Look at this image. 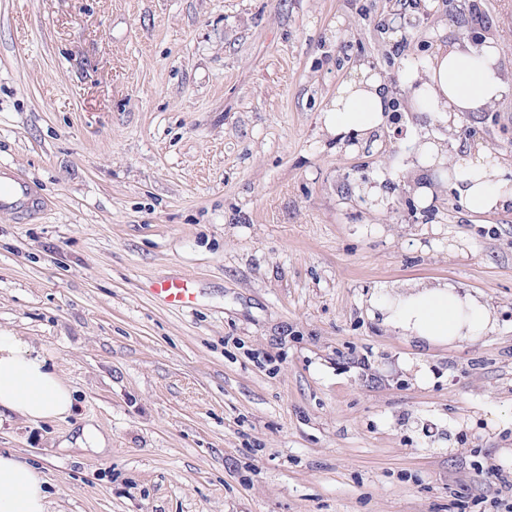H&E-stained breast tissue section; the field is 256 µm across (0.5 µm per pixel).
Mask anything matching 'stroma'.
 Instances as JSON below:
<instances>
[{
  "instance_id": "obj_1",
  "label": "stroma",
  "mask_w": 512,
  "mask_h": 512,
  "mask_svg": "<svg viewBox=\"0 0 512 512\" xmlns=\"http://www.w3.org/2000/svg\"><path fill=\"white\" fill-rule=\"evenodd\" d=\"M395 0H0V330L75 392L64 420L0 415L50 512H495L512 473V205L450 192L374 208L393 129L348 150L323 111L374 62ZM512 76V0H476ZM512 169V96L465 115ZM187 276L173 308L152 281ZM483 295L496 331L419 349L371 320L394 284ZM427 365L429 383L402 370ZM94 425L106 439L85 448ZM27 201V202H26ZM31 189L28 184L22 179H14L11 181L8 190L0 191V208L13 207L22 203L31 204Z\"/></svg>"
}]
</instances>
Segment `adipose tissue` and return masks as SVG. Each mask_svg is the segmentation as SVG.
<instances>
[{"instance_id": "1", "label": "adipose tissue", "mask_w": 512, "mask_h": 512, "mask_svg": "<svg viewBox=\"0 0 512 512\" xmlns=\"http://www.w3.org/2000/svg\"><path fill=\"white\" fill-rule=\"evenodd\" d=\"M404 83L422 121L456 128L461 114L483 112L512 92L504 77L502 48H473L458 41L439 47L426 68L408 73ZM391 94L380 74L363 70L343 83L323 114L325 130L338 140L365 141L390 109ZM415 156L408 181L420 205L435 191L453 186L467 210L488 213L512 200V177L501 172L494 154L451 157L439 140L406 132ZM371 315L383 327L403 333L419 348L473 341L495 331L496 322L478 296L448 282H418L381 289L370 299ZM74 408L73 391L30 342L0 331V409L30 422L62 420ZM43 473L0 452V512H49Z\"/></svg>"}]
</instances>
